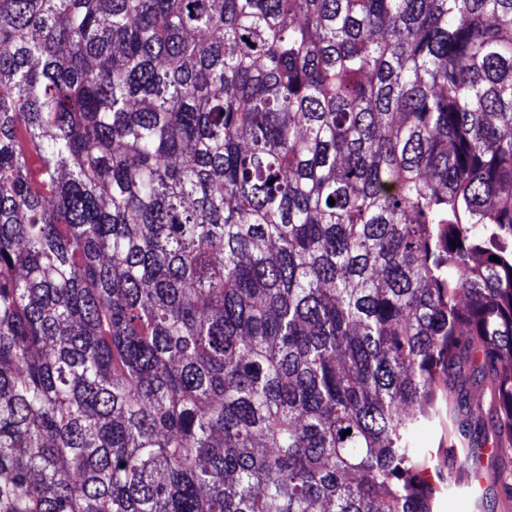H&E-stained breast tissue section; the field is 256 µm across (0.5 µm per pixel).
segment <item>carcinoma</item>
I'll return each instance as SVG.
<instances>
[{
    "instance_id": "carcinoma-1",
    "label": "carcinoma",
    "mask_w": 512,
    "mask_h": 512,
    "mask_svg": "<svg viewBox=\"0 0 512 512\" xmlns=\"http://www.w3.org/2000/svg\"><path fill=\"white\" fill-rule=\"evenodd\" d=\"M441 388L512 471V0H0V512H431Z\"/></svg>"
}]
</instances>
